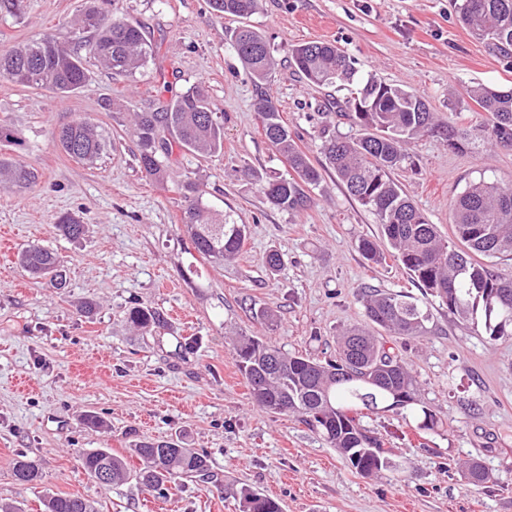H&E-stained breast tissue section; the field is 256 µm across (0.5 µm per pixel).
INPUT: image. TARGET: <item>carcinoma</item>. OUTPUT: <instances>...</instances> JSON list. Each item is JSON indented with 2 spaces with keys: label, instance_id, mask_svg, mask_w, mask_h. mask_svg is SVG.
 I'll return each mask as SVG.
<instances>
[{
  "label": "carcinoma",
  "instance_id": "obj_1",
  "mask_svg": "<svg viewBox=\"0 0 512 512\" xmlns=\"http://www.w3.org/2000/svg\"><path fill=\"white\" fill-rule=\"evenodd\" d=\"M259 0H209L216 15L232 16L242 23L230 31L231 47L254 84L261 88L276 61L263 34L245 23ZM457 11L471 35L496 55L512 63V0H460ZM78 30L87 40L59 41L51 33L0 51V76L28 88L48 89L62 97L80 89L87 80L86 61L93 60L117 73H133L156 52L141 26L108 17L90 0L79 15ZM290 64L313 86H336L349 91L337 115L359 128V134L338 135L324 146L325 158L347 192L370 211L381 227V237L396 260L424 291L439 299L455 318L467 321L484 312L485 331L491 339L512 336V277L494 273L482 258L512 257V185L481 179L469 184L451 205L454 240L441 237L436 225L409 199L392 173L409 160L406 145L419 137L442 131L451 149L460 148L454 131L441 128L427 101L407 87L370 76L358 77L355 61L331 42H306L291 50ZM488 113L484 129L488 144L512 150V87L478 86L469 90ZM254 110L271 147L288 160L298 179L271 178L262 185L268 202L288 212H299L310 199L301 184L315 185L320 171L301 151L283 122L271 96L260 92ZM138 161L147 175L162 182L174 149L214 154L224 147L223 116L201 85L190 87L160 111L132 113ZM71 157L93 163L107 150V140L97 127L76 119L54 133ZM37 173L21 161L0 157V182L29 186ZM189 205L183 223L193 248L213 264L236 257L244 244L246 225L231 215L212 210L197 195L191 181L181 184ZM56 227L66 237L85 233L79 218L65 215ZM363 257L379 264L385 260L380 243L361 237ZM19 265L36 278H47L56 288L67 287L63 265L53 251L34 246L18 256ZM368 323L389 336H426L435 327L427 304L404 292L370 289L364 295ZM127 321L144 331L167 326L159 310L136 305ZM239 370L254 402L279 414H295L318 430L359 474L370 476L387 467L388 453L380 439L360 421L363 411L411 410L421 417L419 428L432 430L438 420L419 406V390L408 365L386 349L381 339L364 325H353L340 336L336 358L319 361L288 355L253 336L233 342ZM140 462L133 469L126 458L106 448L84 451L79 462L87 475L103 487L136 481L145 490L165 494L169 485L186 479L213 477L208 456L182 446L179 440H144L132 448ZM111 478L102 481L101 469ZM22 484L39 478L37 464L18 456L13 465ZM44 512H96L87 499L54 494L43 501ZM241 512H282L279 502L257 491H242Z\"/></svg>",
  "mask_w": 512,
  "mask_h": 512
}]
</instances>
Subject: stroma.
Listing matches in <instances>:
<instances>
[{
    "mask_svg": "<svg viewBox=\"0 0 512 512\" xmlns=\"http://www.w3.org/2000/svg\"><path fill=\"white\" fill-rule=\"evenodd\" d=\"M86 0H25L21 14L0 11V49L53 33L74 36ZM113 17L142 25L157 51L132 74L90 64L75 94L60 98L0 76V122L23 141L15 156L33 169L34 186H0V504L41 512L51 494L94 502L98 512H239L249 487L278 500L283 512H512V336L487 335L482 319L461 321L427 298L436 329L391 336L423 406L439 419L418 427L405 411L365 413L362 423L389 450V467L371 477L351 469L323 436L297 418L253 402L231 343L253 336L289 354L333 357L338 334L364 319L363 286L416 292L394 259L374 264L357 249L378 235L373 214L349 195L321 152L349 133L332 101L345 91L307 85L288 63L293 45L330 41L376 75L424 96L438 120L467 135L463 149L439 137L412 142L394 173L430 223L451 236L449 204L474 181H512V151L488 148L485 114L467 91L512 87V69L465 30L454 0H259L251 26L265 36L276 67L269 92L297 146L321 170L306 186L307 210L282 211L261 192L269 176L290 177L287 161L265 139L253 103L256 87L227 44L237 18L214 14L209 0H110ZM205 85L224 114V148L212 156L174 153L166 181L140 168L130 110H154L191 86ZM84 117L110 147L94 163L69 157L58 127ZM192 180L211 208L247 225L239 255L209 263L183 227L188 205L180 185ZM79 215L84 236H61L56 221ZM38 245L62 260L67 288L28 275L18 253ZM280 252L278 274L266 266ZM91 302L93 317L80 308ZM162 310L167 329L142 332L128 308ZM269 310L273 322L260 310ZM103 424L88 426V414ZM180 439L204 452L214 477L184 481L157 498L129 481L101 487L79 454L107 448L126 455L145 439ZM42 478L13 477L17 455ZM479 463L488 483L463 474Z\"/></svg>",
    "mask_w": 512,
    "mask_h": 512,
    "instance_id": "stroma-1",
    "label": "stroma"
}]
</instances>
